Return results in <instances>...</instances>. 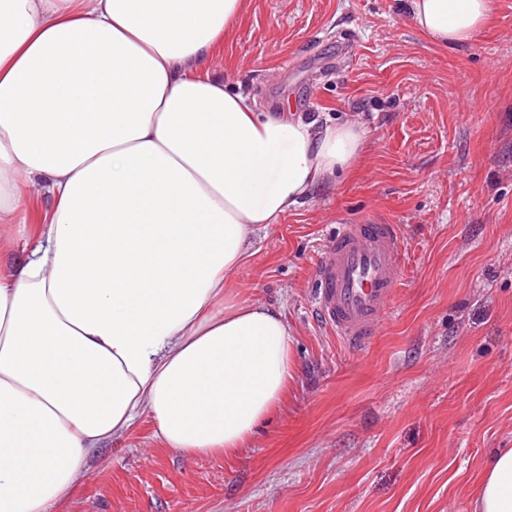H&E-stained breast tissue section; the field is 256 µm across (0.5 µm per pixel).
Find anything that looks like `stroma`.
<instances>
[{"label": "stroma", "instance_id": "stroma-1", "mask_svg": "<svg viewBox=\"0 0 512 512\" xmlns=\"http://www.w3.org/2000/svg\"><path fill=\"white\" fill-rule=\"evenodd\" d=\"M208 67L260 110L367 131L360 167L268 225L231 280L285 316L288 403L231 456H184L141 420L57 512H471L512 448V0L456 49L400 0H246ZM46 204L20 199L0 268L26 261ZM367 214L402 227V285L356 352L318 317L313 269Z\"/></svg>", "mask_w": 512, "mask_h": 512}]
</instances>
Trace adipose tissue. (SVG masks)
Returning a JSON list of instances; mask_svg holds the SVG:
<instances>
[{
	"instance_id": "adipose-tissue-1",
	"label": "adipose tissue",
	"mask_w": 512,
	"mask_h": 512,
	"mask_svg": "<svg viewBox=\"0 0 512 512\" xmlns=\"http://www.w3.org/2000/svg\"><path fill=\"white\" fill-rule=\"evenodd\" d=\"M469 44L493 0H403ZM244 0H0V224L51 207L0 273V512H53L92 452L150 419L232 455L294 377L282 313L227 290L257 234L366 150L355 121L259 111L203 67ZM472 512H512V448ZM47 202L44 197L22 196L19 201L18 216L20 220H24L25 224H8L7 227H0V235H3L7 228L9 233L16 236L13 250L6 255H1L0 268L11 269L26 261L28 253L25 243L34 235L35 225L41 223V213Z\"/></svg>"
}]
</instances>
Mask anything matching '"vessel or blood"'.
<instances>
[{"instance_id":"b4317fda","label":"vessel or blood","mask_w":512,"mask_h":512,"mask_svg":"<svg viewBox=\"0 0 512 512\" xmlns=\"http://www.w3.org/2000/svg\"><path fill=\"white\" fill-rule=\"evenodd\" d=\"M400 227L376 217L341 224L314 267L315 309L351 349L371 343L401 286Z\"/></svg>"}]
</instances>
